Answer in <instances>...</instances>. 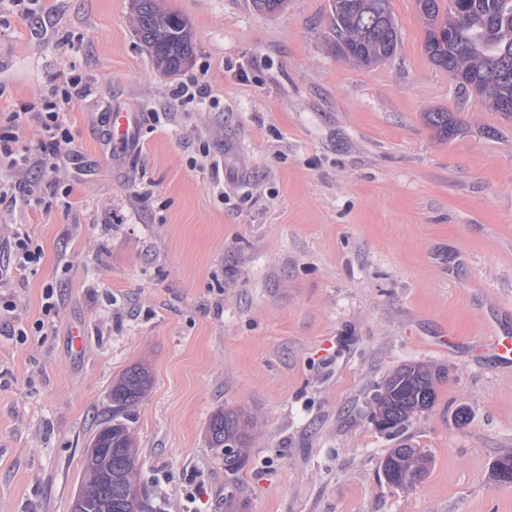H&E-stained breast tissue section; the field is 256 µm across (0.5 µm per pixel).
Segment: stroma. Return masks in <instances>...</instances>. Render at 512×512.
I'll list each match as a JSON object with an SVG mask.
<instances>
[{"label":"stroma","mask_w":512,"mask_h":512,"mask_svg":"<svg viewBox=\"0 0 512 512\" xmlns=\"http://www.w3.org/2000/svg\"><path fill=\"white\" fill-rule=\"evenodd\" d=\"M158 3L191 26L175 75L131 0L31 17L0 2V118L73 75L92 88L64 114L78 164L0 166L10 194L41 197L0 203V268L17 227L43 251L0 282V512H71L135 364L152 376L134 433L155 512H224L208 423L225 408L254 419L239 512H512L492 475L512 453V367L438 342L512 327V121L428 59L415 0H390L398 50L370 67L337 54L332 0ZM193 79L210 99L180 105ZM114 106L140 115L134 150L105 144ZM410 362L445 376L391 436L374 398ZM403 443L431 459L408 488L381 471Z\"/></svg>","instance_id":"35a3bbf8"}]
</instances>
